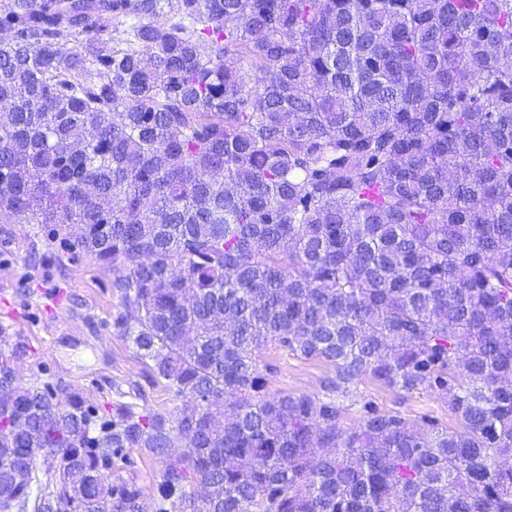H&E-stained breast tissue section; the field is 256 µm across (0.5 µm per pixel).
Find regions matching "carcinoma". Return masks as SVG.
<instances>
[{
	"label": "carcinoma",
	"instance_id": "1",
	"mask_svg": "<svg viewBox=\"0 0 512 512\" xmlns=\"http://www.w3.org/2000/svg\"><path fill=\"white\" fill-rule=\"evenodd\" d=\"M0 102V223L112 264L181 400L1 380L0 512H512V0H0ZM366 375L463 430L341 428ZM273 364L274 374L269 378L265 392L321 395L327 378L334 376L333 367L314 359H301L288 354L277 345H269L261 355V364ZM128 455L135 463L121 470L120 475L126 479L133 478L145 495L152 496L161 480L164 463L144 448H131Z\"/></svg>",
	"mask_w": 512,
	"mask_h": 512
}]
</instances>
